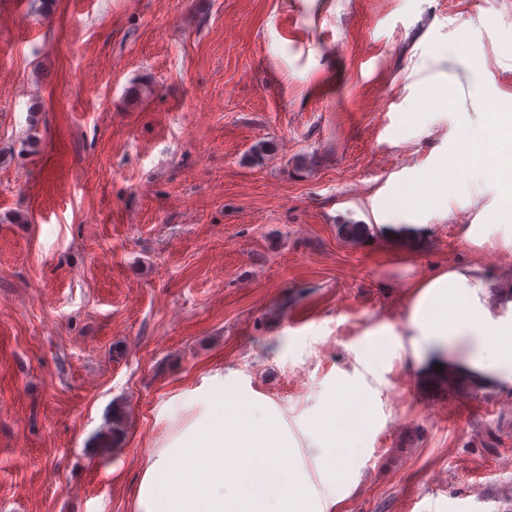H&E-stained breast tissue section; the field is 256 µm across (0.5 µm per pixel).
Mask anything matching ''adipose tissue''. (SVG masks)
Here are the masks:
<instances>
[{
  "instance_id": "adipose-tissue-1",
  "label": "adipose tissue",
  "mask_w": 512,
  "mask_h": 512,
  "mask_svg": "<svg viewBox=\"0 0 512 512\" xmlns=\"http://www.w3.org/2000/svg\"><path fill=\"white\" fill-rule=\"evenodd\" d=\"M468 118L450 169H463L472 197L498 195L500 214L512 212V116L493 111L485 93L456 105ZM490 282L480 268H452L415 282L406 313L412 356L466 342L471 370L512 382V322L495 320L487 305ZM338 386L310 435L321 450L325 486L346 484L347 462L371 419L366 397L347 402ZM202 411L189 425L151 449L137 495V512H326L327 502L310 488L303 468L280 462L292 454L287 433L275 428V413L244 395L204 394ZM347 408L350 429L337 435V408Z\"/></svg>"
}]
</instances>
